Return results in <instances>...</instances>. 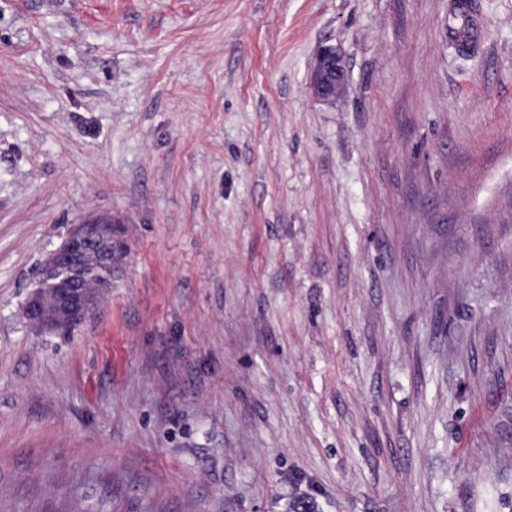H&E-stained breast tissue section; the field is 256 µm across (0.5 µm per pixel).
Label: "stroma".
<instances>
[{"label": "stroma", "instance_id": "stroma-1", "mask_svg": "<svg viewBox=\"0 0 512 512\" xmlns=\"http://www.w3.org/2000/svg\"><path fill=\"white\" fill-rule=\"evenodd\" d=\"M461 1L0 0V512H512V0ZM94 212L124 276L38 333ZM346 78L345 66L336 49L322 47L315 58L311 75L310 90L319 100L335 99L341 92ZM123 223L93 214L70 228L40 263L24 302L28 324L42 332L68 334L96 310L115 287L128 256ZM95 280L93 287L86 284Z\"/></svg>", "mask_w": 512, "mask_h": 512}]
</instances>
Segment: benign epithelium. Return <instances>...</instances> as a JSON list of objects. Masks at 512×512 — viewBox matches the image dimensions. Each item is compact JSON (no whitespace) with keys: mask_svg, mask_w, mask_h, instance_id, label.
Segmentation results:
<instances>
[{"mask_svg":"<svg viewBox=\"0 0 512 512\" xmlns=\"http://www.w3.org/2000/svg\"><path fill=\"white\" fill-rule=\"evenodd\" d=\"M346 78L341 55L321 48L315 58L310 90L329 101L341 92ZM128 256L123 223L109 214H93L72 224L60 245L40 263L24 302L28 324L42 332L68 334L96 310L115 287Z\"/></svg>","mask_w":512,"mask_h":512,"instance_id":"benign-epithelium-1","label":"benign epithelium"}]
</instances>
